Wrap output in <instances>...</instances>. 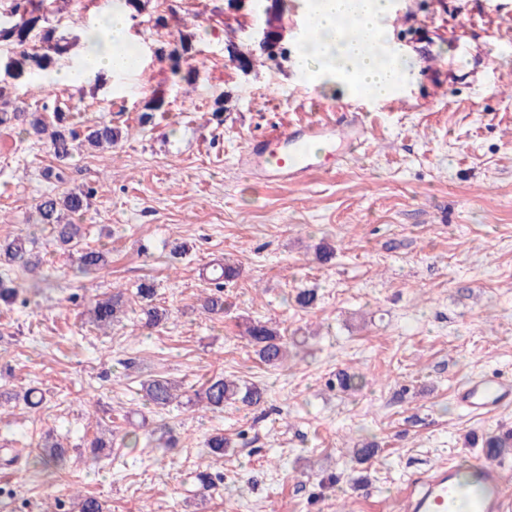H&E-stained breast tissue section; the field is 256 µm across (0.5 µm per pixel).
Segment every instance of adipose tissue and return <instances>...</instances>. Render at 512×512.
I'll use <instances>...</instances> for the list:
<instances>
[{
    "label": "adipose tissue",
    "instance_id": "adipose-tissue-1",
    "mask_svg": "<svg viewBox=\"0 0 512 512\" xmlns=\"http://www.w3.org/2000/svg\"><path fill=\"white\" fill-rule=\"evenodd\" d=\"M389 9V0H311L310 21L318 35L317 45L297 47V66L339 94L385 96L405 73L406 63L381 65L366 46L386 41L382 21ZM129 29L126 14L106 15L92 28L76 68L58 72V83L69 85L81 75H124L137 69L139 55L129 48Z\"/></svg>",
    "mask_w": 512,
    "mask_h": 512
}]
</instances>
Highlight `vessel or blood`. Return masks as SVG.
<instances>
[{
	"mask_svg": "<svg viewBox=\"0 0 512 512\" xmlns=\"http://www.w3.org/2000/svg\"><path fill=\"white\" fill-rule=\"evenodd\" d=\"M360 133L348 115L331 123H312L291 128L279 135H260L248 140L245 156L256 183L274 180L305 182L320 162L309 147L323 144L324 151L349 153ZM458 405L476 417L512 408V379L491 373L466 381L456 389ZM468 472L479 492L468 505H461V478L457 466H437L419 477L397 498L398 512H512V498L505 489L508 479L503 467L484 459L472 460Z\"/></svg>",
	"mask_w": 512,
	"mask_h": 512,
	"instance_id": "vessel-or-blood-1",
	"label": "vessel or blood"
}]
</instances>
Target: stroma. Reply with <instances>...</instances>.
<instances>
[{
	"label": "stroma",
	"mask_w": 512,
	"mask_h": 512,
	"mask_svg": "<svg viewBox=\"0 0 512 512\" xmlns=\"http://www.w3.org/2000/svg\"><path fill=\"white\" fill-rule=\"evenodd\" d=\"M45 6L58 36L72 37L110 0ZM261 6L262 18L228 0H149L130 22L135 73L74 86L35 73L11 96L120 132L114 147L63 165L64 188L96 190L79 218L83 246L108 252L107 266L83 278L76 254L32 219L54 156L0 128V238L36 236V274L56 283L28 292L26 306H0V447L34 452L50 433L66 450L63 469L45 476L0 466L12 512H49L73 488L109 512H396L420 472L481 455L486 435L512 429V409L478 418L454 399L472 377H512V43L488 47L482 31L491 18L512 23V0H392L394 42L412 77L383 100L315 88L295 66L308 26L302 0ZM160 16L167 28L155 27ZM264 25L274 32L271 55L256 52L240 69L228 44L254 49L252 30ZM181 28L197 34L192 93L156 53ZM157 96L165 111L139 125ZM344 105L365 136L332 170L260 186L238 169L249 136ZM180 242L186 254H174ZM322 245L331 260L317 259ZM217 260L240 275L224 289L228 312L211 319L197 299L210 287L203 269ZM144 281L168 313L152 330L134 298ZM115 288L130 299L128 317L103 331L87 304ZM302 289L317 293L313 308L292 304ZM247 316L306 343L284 367H267L240 335ZM341 372L367 383L342 392ZM215 374L265 386V405L189 406ZM159 376L181 382L184 404L162 413L142 404L141 383ZM29 388L44 398L34 413L16 400ZM162 419L178 447L124 441ZM216 429L232 446L213 465L224 481L203 504L193 475L210 463L204 442ZM97 436L112 453L90 466L86 444ZM372 437L380 452L364 468L351 450ZM333 474L340 483L328 484Z\"/></svg>",
	"instance_id": "1"
}]
</instances>
